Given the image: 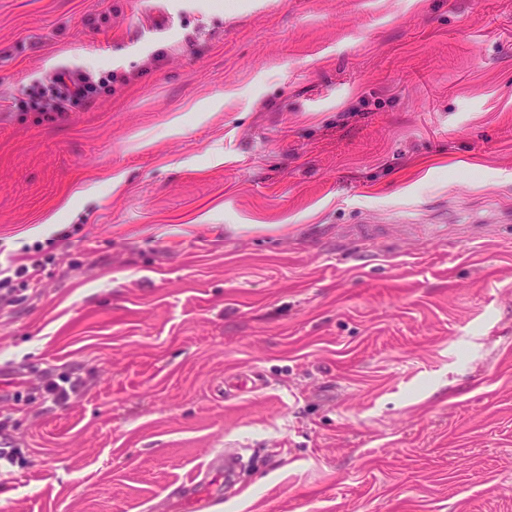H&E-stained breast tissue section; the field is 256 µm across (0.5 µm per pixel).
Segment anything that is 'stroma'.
<instances>
[{"label":"stroma","instance_id":"obj_1","mask_svg":"<svg viewBox=\"0 0 512 512\" xmlns=\"http://www.w3.org/2000/svg\"><path fill=\"white\" fill-rule=\"evenodd\" d=\"M28 260L0 512H512V0H0ZM54 86L56 93L50 106L62 112L82 106L92 93L88 80L73 76V72L67 69H61L55 74Z\"/></svg>","mask_w":512,"mask_h":512}]
</instances>
